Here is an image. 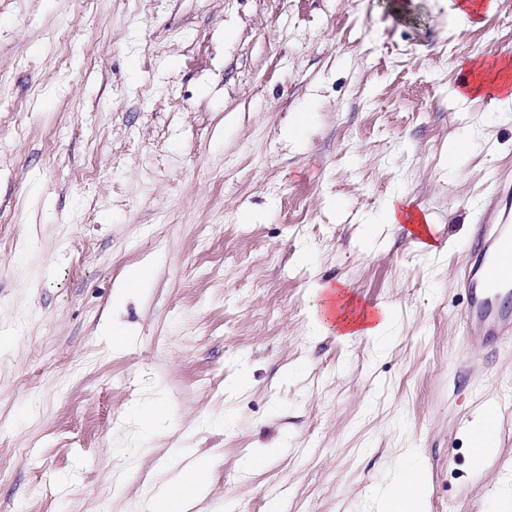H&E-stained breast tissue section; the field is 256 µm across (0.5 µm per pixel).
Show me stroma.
<instances>
[{
    "label": "stroma",
    "mask_w": 512,
    "mask_h": 512,
    "mask_svg": "<svg viewBox=\"0 0 512 512\" xmlns=\"http://www.w3.org/2000/svg\"><path fill=\"white\" fill-rule=\"evenodd\" d=\"M458 3L0 0V512H146L176 448L210 463L192 512H375L402 456L424 512H487L512 411L482 471L465 422L512 343L467 339L457 279L512 111L454 91L512 55V0ZM336 280L388 336L313 332ZM380 221L384 224H411L413 226L409 230V234L415 233L420 237L427 233V229L430 231L431 227L427 215H423L421 218L410 213L403 196H393L385 202Z\"/></svg>",
    "instance_id": "35a3bbf8"
}]
</instances>
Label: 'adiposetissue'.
<instances>
[{
	"label": "adipose tissue",
	"mask_w": 512,
	"mask_h": 512,
	"mask_svg": "<svg viewBox=\"0 0 512 512\" xmlns=\"http://www.w3.org/2000/svg\"><path fill=\"white\" fill-rule=\"evenodd\" d=\"M313 317L311 325L315 331L334 333L339 339L386 336L393 322L386 307L365 312L352 305L345 284L319 282L314 286ZM207 469L199 462H191L183 471L175 489L158 501L160 512H187L188 505L206 487ZM423 486L415 470L401 466L396 478L378 495L380 512H388L391 504H399L400 512H420Z\"/></svg>",
	"instance_id": "adipose-tissue-1"
}]
</instances>
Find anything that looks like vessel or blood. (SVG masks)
Here are the masks:
<instances>
[{
    "label": "vessel or blood",
    "mask_w": 512,
    "mask_h": 512,
    "mask_svg": "<svg viewBox=\"0 0 512 512\" xmlns=\"http://www.w3.org/2000/svg\"><path fill=\"white\" fill-rule=\"evenodd\" d=\"M499 205L476 225L471 262L459 288L466 297L460 318L469 339L493 346L512 341V180L499 183Z\"/></svg>",
    "instance_id": "vessel-or-blood-1"
}]
</instances>
